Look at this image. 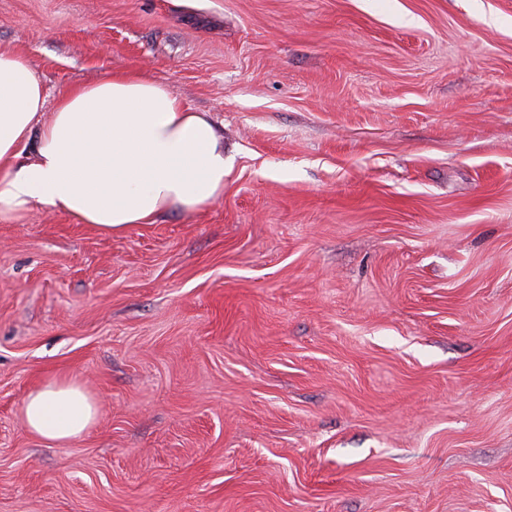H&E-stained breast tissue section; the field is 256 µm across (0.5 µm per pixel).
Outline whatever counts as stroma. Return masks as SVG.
<instances>
[{"label": "stroma", "instance_id": "stroma-1", "mask_svg": "<svg viewBox=\"0 0 512 512\" xmlns=\"http://www.w3.org/2000/svg\"><path fill=\"white\" fill-rule=\"evenodd\" d=\"M48 104L137 70L224 195L0 221V512H512V0H0ZM76 379L46 445L26 395ZM98 415L95 400L80 385L51 379L30 391L24 402L27 430L48 445L82 436Z\"/></svg>", "mask_w": 512, "mask_h": 512}]
</instances>
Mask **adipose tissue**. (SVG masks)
<instances>
[{
  "mask_svg": "<svg viewBox=\"0 0 512 512\" xmlns=\"http://www.w3.org/2000/svg\"><path fill=\"white\" fill-rule=\"evenodd\" d=\"M45 104L33 68L0 47V221L45 208L112 236L223 197V132L161 82L115 71ZM97 415L67 379L24 402L29 433L51 445L82 436Z\"/></svg>",
  "mask_w": 512,
  "mask_h": 512,
  "instance_id": "adipose-tissue-1",
  "label": "adipose tissue"
}]
</instances>
